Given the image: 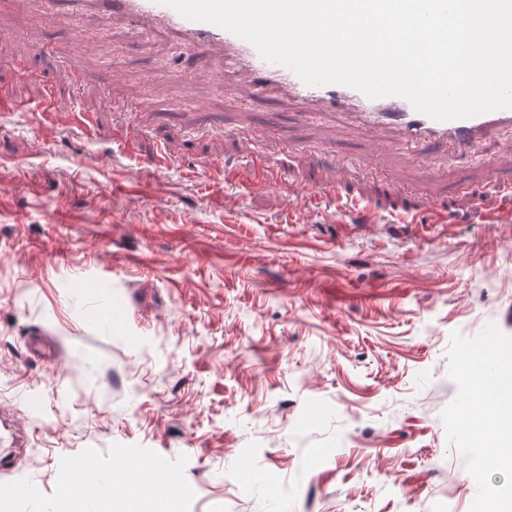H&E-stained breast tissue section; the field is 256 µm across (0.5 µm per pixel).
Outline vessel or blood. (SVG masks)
Masks as SVG:
<instances>
[{
	"label": "vessel or blood",
	"mask_w": 512,
	"mask_h": 512,
	"mask_svg": "<svg viewBox=\"0 0 512 512\" xmlns=\"http://www.w3.org/2000/svg\"><path fill=\"white\" fill-rule=\"evenodd\" d=\"M72 4L75 14L92 8L107 21L116 16L124 18L141 34L152 33L157 26L171 29L183 36L190 49L222 53L228 65L238 68L249 79L255 93L281 89L294 100L298 112L308 118L349 111L368 129L395 133V148L407 156L419 155L428 143L445 146L452 155L472 153L493 134L512 128V109L437 121L417 112L401 97L371 99L343 85H306L290 68L264 60L246 40L216 25L187 19L161 0H72Z\"/></svg>",
	"instance_id": "obj_1"
}]
</instances>
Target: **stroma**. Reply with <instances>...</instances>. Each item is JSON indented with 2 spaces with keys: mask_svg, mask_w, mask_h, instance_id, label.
<instances>
[{
  "mask_svg": "<svg viewBox=\"0 0 512 512\" xmlns=\"http://www.w3.org/2000/svg\"><path fill=\"white\" fill-rule=\"evenodd\" d=\"M58 8L38 24L37 0H0V413L28 436L0 512H59L68 462L155 465L185 489L177 512L512 495V462L473 437L496 411L461 381L512 344V218L475 212L512 183V131L410 160L392 134L253 96L172 33ZM256 157L280 188L225 181ZM300 180L339 201L291 211Z\"/></svg>",
  "mask_w": 512,
  "mask_h": 512,
  "instance_id": "1",
  "label": "stroma"
}]
</instances>
